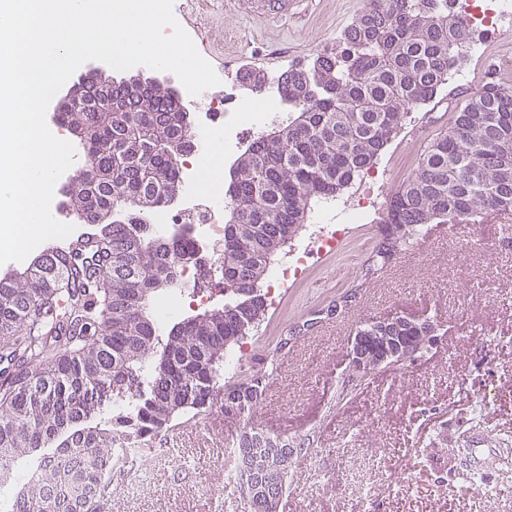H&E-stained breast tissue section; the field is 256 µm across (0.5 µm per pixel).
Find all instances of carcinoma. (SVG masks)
Segmentation results:
<instances>
[{
  "mask_svg": "<svg viewBox=\"0 0 512 512\" xmlns=\"http://www.w3.org/2000/svg\"><path fill=\"white\" fill-rule=\"evenodd\" d=\"M460 35H470L469 25L451 12L450 0H367L345 37L342 63L324 56L309 70H288L278 95L298 115L254 137L235 166L224 226V279L235 285L230 300L163 338L151 301L159 278L175 285L172 267L190 251L184 236L154 237L149 218L181 187L169 144L193 139V131L159 87L143 101L117 84L108 111L89 93L84 108L57 115L71 130L94 129L93 138L80 141L86 163L75 175L76 210L94 223L96 210L120 198L135 207L126 222L103 224L94 242L76 246L66 266L50 251L0 279V361L24 366L0 375V469L65 435L67 445L89 450L83 474L94 489L69 512H103V494L120 476L112 455L121 440L157 435L217 404L226 418L243 420L266 375L226 378L224 355L268 312L250 268L270 262L298 233L311 200L337 197L373 165L405 110L431 100L448 79ZM482 91L483 101L459 108L391 198L374 263L388 264L433 224H476L512 201V180L500 177V167L512 170V91L495 80ZM356 336L363 354L385 351L375 337L398 336L418 351L415 360L427 355L410 324H371ZM161 349L168 356L162 373L155 359ZM129 394L130 410L100 420L109 397ZM55 483L56 471L42 468L11 512H45V490Z\"/></svg>",
  "mask_w": 512,
  "mask_h": 512,
  "instance_id": "obj_1",
  "label": "carcinoma"
}]
</instances>
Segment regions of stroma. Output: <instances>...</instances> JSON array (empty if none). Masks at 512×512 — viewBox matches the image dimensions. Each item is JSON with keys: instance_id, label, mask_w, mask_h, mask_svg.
Masks as SVG:
<instances>
[{"instance_id": "35a3bbf8", "label": "stroma", "mask_w": 512, "mask_h": 512, "mask_svg": "<svg viewBox=\"0 0 512 512\" xmlns=\"http://www.w3.org/2000/svg\"><path fill=\"white\" fill-rule=\"evenodd\" d=\"M188 34L218 85L187 98L201 115L212 99L249 105L254 96L234 77L237 55L259 62L268 74L338 52L347 28L366 0H308L290 19L251 16L222 0H179ZM480 56H463L466 77L448 79L430 102L408 109L402 129L373 166L380 176L378 209L366 223L350 225L335 252L314 258L281 289L265 320L241 345L237 372H269V383L248 423L219 411L186 422V436L157 437L143 463L137 490L113 483L105 512H242L226 487V446L237 444L244 425L288 439L307 450L293 458L290 488L278 512H512V245L506 225L493 215L478 223L489 246L461 251L459 230L440 225L431 239L401 249L384 271L370 269L381 238L382 207L416 169L423 145L408 134L426 125L427 139L447 131L455 106L480 90L486 69L512 51V34L482 39ZM495 277L482 287L481 267ZM428 317L441 340L418 362L387 366L347 398L338 388L357 330L393 315ZM481 404L484 419L468 424V409ZM480 435L489 449H508L490 475L487 494H476L458 451Z\"/></svg>"}]
</instances>
